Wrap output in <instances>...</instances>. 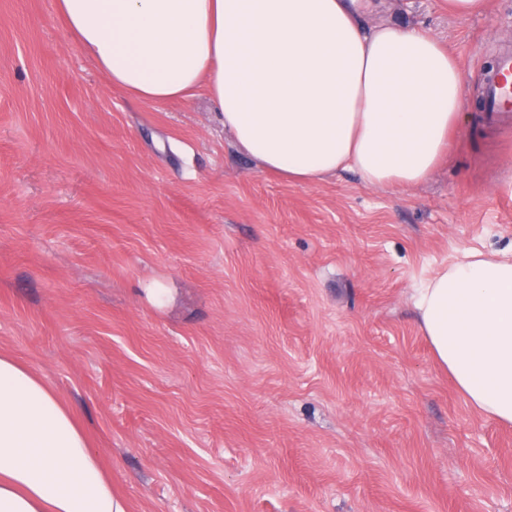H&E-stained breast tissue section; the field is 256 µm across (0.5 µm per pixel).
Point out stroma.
Masks as SVG:
<instances>
[{
  "label": "stroma",
  "instance_id": "1",
  "mask_svg": "<svg viewBox=\"0 0 512 512\" xmlns=\"http://www.w3.org/2000/svg\"><path fill=\"white\" fill-rule=\"evenodd\" d=\"M379 12L465 78L462 134L405 192L261 172L206 91L138 101L57 0H0V353L74 410L130 512H512V426L466 404L411 302L512 250V123L484 101L512 0Z\"/></svg>",
  "mask_w": 512,
  "mask_h": 512
}]
</instances>
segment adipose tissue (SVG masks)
<instances>
[{
  "label": "adipose tissue",
  "mask_w": 512,
  "mask_h": 512,
  "mask_svg": "<svg viewBox=\"0 0 512 512\" xmlns=\"http://www.w3.org/2000/svg\"><path fill=\"white\" fill-rule=\"evenodd\" d=\"M112 86L148 103L206 90L260 170L313 185L425 181L460 130L464 76L436 38L362 0H58ZM421 334L466 403L512 424V260L464 252L417 289ZM0 512H129L75 414L0 354Z\"/></svg>",
  "instance_id": "obj_1"
}]
</instances>
